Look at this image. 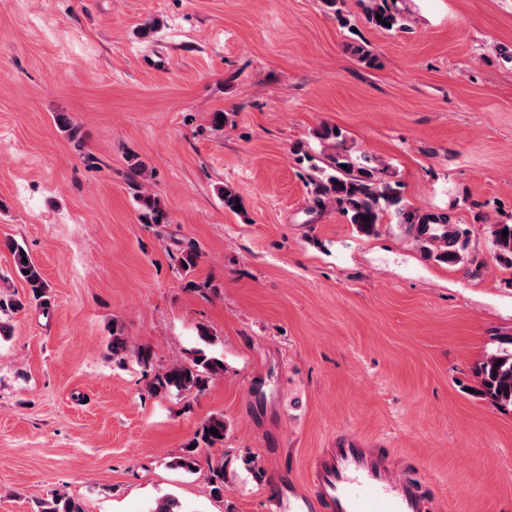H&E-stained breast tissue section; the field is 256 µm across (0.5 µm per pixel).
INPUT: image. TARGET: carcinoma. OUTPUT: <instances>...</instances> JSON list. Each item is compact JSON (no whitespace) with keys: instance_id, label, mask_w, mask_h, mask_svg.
Returning <instances> with one entry per match:
<instances>
[{"instance_id":"carcinoma-1","label":"carcinoma","mask_w":512,"mask_h":512,"mask_svg":"<svg viewBox=\"0 0 512 512\" xmlns=\"http://www.w3.org/2000/svg\"><path fill=\"white\" fill-rule=\"evenodd\" d=\"M359 3L371 26L386 31L402 28L403 19L389 7L388 0H359ZM379 15L382 16L380 21L377 20ZM341 136L338 128L329 125L315 131V138L328 145L331 152L324 157V167L313 166L319 172L309 181L313 199L318 203H336L348 222L365 235L375 233L383 215L389 212L436 260L446 264L458 262L465 247L466 231H448L450 218L445 212L421 213L409 207L399 187L382 177L385 166L366 154L354 156L349 153L343 148ZM136 198L148 210L153 223H165L166 213L154 196L140 191ZM504 230L508 231L505 237L502 236ZM490 233L498 259L512 266V224H494ZM0 247L10 252L13 271L27 288V296L22 299L13 294H0V313L18 311L32 301L43 311H49V284L29 252L11 239L0 241ZM199 259L200 252L192 245L187 247L179 258L177 271L184 275L193 272ZM108 350L112 358L119 361L128 354L127 341L115 326L112 327ZM223 373L222 360L199 350L191 362L175 364L154 376L150 391L162 397L199 393L206 389L211 379ZM477 374L489 400L499 406L512 407V351L486 357L479 365ZM213 428L217 429L218 434L210 433ZM224 434V417L212 416L201 422L185 454L173 461L172 466L189 472L195 470L198 466L197 449L224 447ZM207 466L212 495L224 497V457L209 458ZM37 512H82V509L65 494L56 491L38 502Z\"/></svg>"}]
</instances>
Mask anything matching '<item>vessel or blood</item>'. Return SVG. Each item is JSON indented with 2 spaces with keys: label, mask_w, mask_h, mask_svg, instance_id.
<instances>
[{
  "label": "vessel or blood",
  "mask_w": 512,
  "mask_h": 512,
  "mask_svg": "<svg viewBox=\"0 0 512 512\" xmlns=\"http://www.w3.org/2000/svg\"><path fill=\"white\" fill-rule=\"evenodd\" d=\"M310 496L289 499L287 512H440L421 480L395 470L376 449L343 442L310 468Z\"/></svg>",
  "instance_id": "vessel-or-blood-1"
}]
</instances>
